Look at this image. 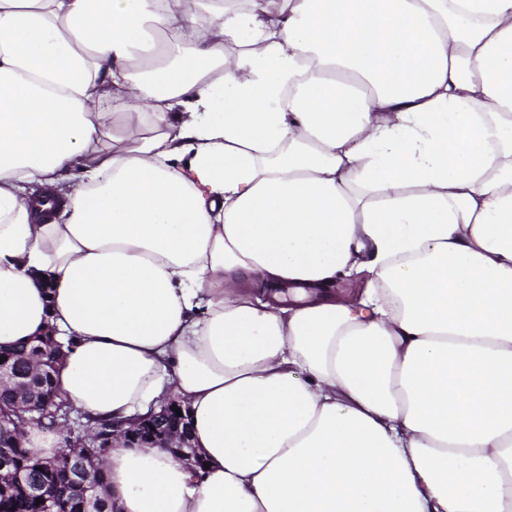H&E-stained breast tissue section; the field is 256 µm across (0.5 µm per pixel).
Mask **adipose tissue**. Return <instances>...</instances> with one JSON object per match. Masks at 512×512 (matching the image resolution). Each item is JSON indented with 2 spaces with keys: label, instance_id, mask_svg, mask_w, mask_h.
Listing matches in <instances>:
<instances>
[{
  "label": "adipose tissue",
  "instance_id": "1",
  "mask_svg": "<svg viewBox=\"0 0 512 512\" xmlns=\"http://www.w3.org/2000/svg\"><path fill=\"white\" fill-rule=\"evenodd\" d=\"M50 330L83 413L189 408L117 512H512V0H0V346Z\"/></svg>",
  "mask_w": 512,
  "mask_h": 512
}]
</instances>
